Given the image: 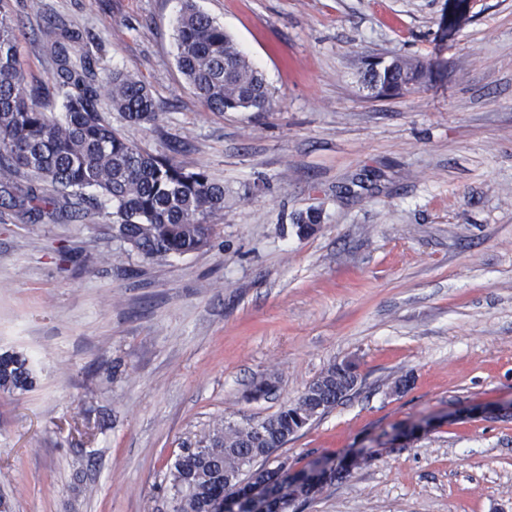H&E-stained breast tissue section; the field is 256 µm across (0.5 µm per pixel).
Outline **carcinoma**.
Returning <instances> with one entry per match:
<instances>
[{
  "label": "carcinoma",
  "instance_id": "obj_1",
  "mask_svg": "<svg viewBox=\"0 0 512 512\" xmlns=\"http://www.w3.org/2000/svg\"><path fill=\"white\" fill-rule=\"evenodd\" d=\"M12 14L11 0H0V207L40 219L45 205L61 201L75 209L92 191L112 204L113 236L145 259L163 261L208 246L210 218L224 211V186L202 169L188 170L127 141L98 114L103 95L126 120L154 122L158 106L145 83L120 71L99 78L89 60L71 59L56 41L51 51L61 101L58 110H45L18 66ZM176 37L177 67L209 110H267L271 96L263 75L193 0H183ZM432 70L397 57L368 64L366 76L384 97L426 83ZM34 383L25 354L0 353V393L29 391ZM276 383L274 375L262 379L249 397H266ZM357 384L354 363H335L297 400L260 422H213L169 468L172 512H201L221 498L237 512H297L299 501L364 462L347 456L335 466L315 461L293 472L288 459L273 455Z\"/></svg>",
  "mask_w": 512,
  "mask_h": 512
}]
</instances>
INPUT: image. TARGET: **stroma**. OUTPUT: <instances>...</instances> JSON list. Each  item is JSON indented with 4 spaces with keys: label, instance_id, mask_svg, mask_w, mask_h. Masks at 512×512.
I'll return each instance as SVG.
<instances>
[{
    "label": "stroma",
    "instance_id": "1",
    "mask_svg": "<svg viewBox=\"0 0 512 512\" xmlns=\"http://www.w3.org/2000/svg\"><path fill=\"white\" fill-rule=\"evenodd\" d=\"M28 3L14 19L40 100L57 98L62 22L71 57L158 104L150 124L105 101L101 116L207 170L224 212L210 246L156 263L113 238L107 207L0 208V352L36 375L0 394L9 512H171L180 448L277 413L345 360L355 390L279 454L298 470L371 459L298 512H512V417L485 412L512 400V0H472L449 37L447 0H196L273 93L269 111L223 114L177 68L181 0ZM395 57L434 77L375 98L363 62Z\"/></svg>",
    "mask_w": 512,
    "mask_h": 512
}]
</instances>
